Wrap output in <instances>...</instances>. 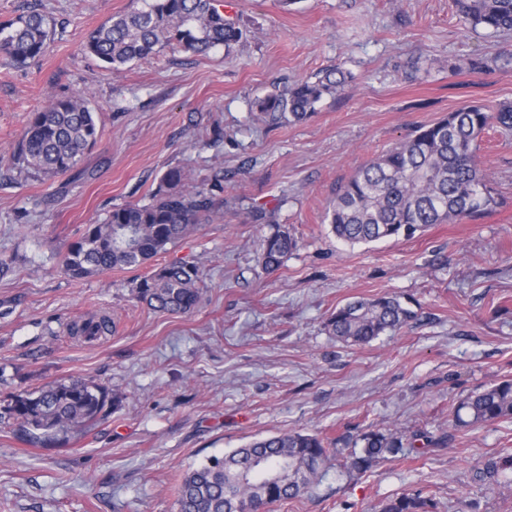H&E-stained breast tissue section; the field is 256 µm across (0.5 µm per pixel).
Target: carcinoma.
Returning a JSON list of instances; mask_svg holds the SVG:
<instances>
[{
    "label": "carcinoma",
    "instance_id": "1",
    "mask_svg": "<svg viewBox=\"0 0 512 512\" xmlns=\"http://www.w3.org/2000/svg\"><path fill=\"white\" fill-rule=\"evenodd\" d=\"M464 27L493 33L512 32V0H455ZM51 28L47 18L29 11L0 23V66L20 67L45 52ZM246 28L220 11L215 0H147L144 8L115 17L97 29L86 53L116 69L147 60L163 49L203 52L241 42ZM349 75L337 68L253 103V119L270 126L307 119L327 96L338 94ZM512 131V105L496 111L482 104L462 106L423 126L407 140L358 169L336 190L326 219L336 238L349 245L384 239H412L431 224L475 221L496 205L476 152L490 127ZM95 113L77 93L53 98L32 113L14 155L16 164L46 177L78 165L98 141ZM221 179L208 188L188 183L180 168L168 169L147 204L112 208L100 222L86 225L82 236L61 255L60 270L73 279L116 267L138 268L175 246L194 226L209 221L224 206ZM297 248L288 230L274 229L258 256L268 271L278 269ZM198 267L189 262L164 265L136 282L134 298L148 308L186 315L200 304L203 288ZM416 314L393 296L350 301L331 313L328 333L349 345H365L402 328ZM112 317L103 314L73 322L69 331L86 341L112 333ZM112 392L104 385L72 376L0 400V425L31 446L59 441L58 435L82 431L103 420ZM512 418V378L473 392L454 411L462 427ZM424 439L436 437L401 430H371L350 452L349 471L362 473L389 457L419 452ZM338 441L316 434L288 432L257 439L222 455H213L183 474L176 490L177 512H264L300 498L326 476L342 453ZM438 503L418 492L386 503L381 512H437Z\"/></svg>",
    "mask_w": 512,
    "mask_h": 512
}]
</instances>
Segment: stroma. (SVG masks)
Returning <instances> with one entry per match:
<instances>
[{
	"mask_svg": "<svg viewBox=\"0 0 512 512\" xmlns=\"http://www.w3.org/2000/svg\"><path fill=\"white\" fill-rule=\"evenodd\" d=\"M247 37L203 53L164 50L111 69L89 35L143 0H0V23L28 8L53 30L43 56L0 67V397L72 376L107 385L106 419L32 447L0 428V512H177L189 468L290 431L353 448L372 429L445 432L447 447L347 473L338 456L322 482L270 512H380L423 492L438 512H512V418L453 428L470 392L512 377V133L477 150L497 198L475 222L429 226L413 239L350 246L325 213L336 188L418 126L461 105L512 104V34L465 29L452 0H220ZM485 59L486 72L468 63ZM334 67L352 79L305 121L252 122L257 98ZM85 93L101 135L71 171L19 170L32 112ZM182 169L206 187L224 179V215L137 269L81 280L58 256L115 206L148 203L160 176ZM270 223H254L251 206ZM298 247L269 272L258 263L274 226ZM184 259L204 295L187 316L137 303L136 281ZM384 294L415 320L350 346L324 324L339 306ZM109 311L111 336L73 339L78 316Z\"/></svg>",
	"mask_w": 512,
	"mask_h": 512,
	"instance_id": "1",
	"label": "stroma"
}]
</instances>
